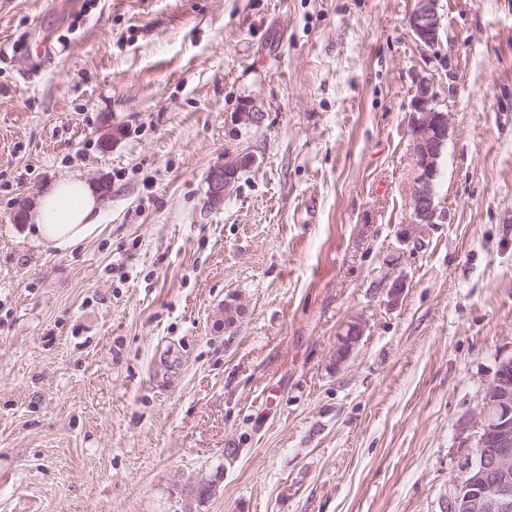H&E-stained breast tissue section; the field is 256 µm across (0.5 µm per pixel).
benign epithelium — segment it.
Returning <instances> with one entry per match:
<instances>
[{
	"mask_svg": "<svg viewBox=\"0 0 512 512\" xmlns=\"http://www.w3.org/2000/svg\"><path fill=\"white\" fill-rule=\"evenodd\" d=\"M439 0H415L408 17L414 39L435 45L442 27ZM411 161L415 171L411 193L413 223L435 224L444 213L435 203V180L449 135L448 113L437 102L431 79L418 80L413 95ZM249 158L237 157L207 175L208 203L219 206L238 180ZM363 335L353 324L349 338H339L335 363L341 367ZM478 448H463L457 478L448 494V512H512V357L499 362L495 377L480 400Z\"/></svg>",
	"mask_w": 512,
	"mask_h": 512,
	"instance_id": "obj_1",
	"label": "benign epithelium"
}]
</instances>
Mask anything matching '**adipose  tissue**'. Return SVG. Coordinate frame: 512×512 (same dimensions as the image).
<instances>
[{"mask_svg": "<svg viewBox=\"0 0 512 512\" xmlns=\"http://www.w3.org/2000/svg\"><path fill=\"white\" fill-rule=\"evenodd\" d=\"M102 200L86 179L70 175L52 183L27 214L25 232L35 245L73 249L98 227Z\"/></svg>", "mask_w": 512, "mask_h": 512, "instance_id": "1", "label": "adipose tissue"}]
</instances>
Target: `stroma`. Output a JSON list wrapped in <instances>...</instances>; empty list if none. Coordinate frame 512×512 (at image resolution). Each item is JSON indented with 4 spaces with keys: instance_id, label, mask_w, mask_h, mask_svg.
I'll return each instance as SVG.
<instances>
[{
    "instance_id": "1",
    "label": "stroma",
    "mask_w": 512,
    "mask_h": 512,
    "mask_svg": "<svg viewBox=\"0 0 512 512\" xmlns=\"http://www.w3.org/2000/svg\"><path fill=\"white\" fill-rule=\"evenodd\" d=\"M413 6L0 0V512H447L512 356V0H439L432 47ZM423 76L440 224L410 207ZM75 172L99 229L32 246L22 203ZM249 161L248 157H237L225 160L224 165L216 166L209 171L207 196L210 206H219L224 202V198L231 193L238 180V173ZM363 335V326L359 322H354L351 336L349 338L339 337L336 344L335 363L336 367H341L350 357L352 351L359 343Z\"/></svg>"
}]
</instances>
